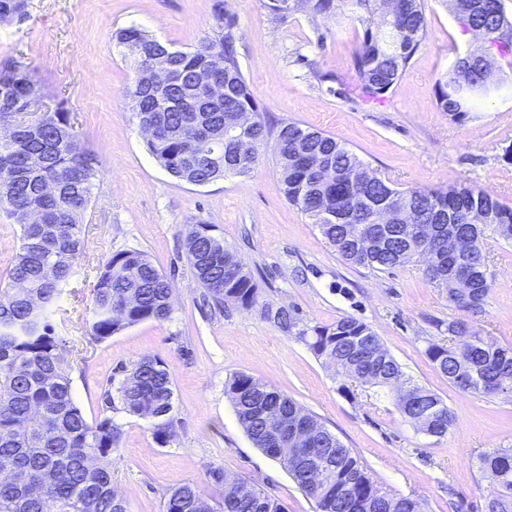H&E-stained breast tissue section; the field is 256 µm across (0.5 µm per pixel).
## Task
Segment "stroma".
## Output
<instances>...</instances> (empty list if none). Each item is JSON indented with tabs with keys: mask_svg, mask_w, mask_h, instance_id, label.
<instances>
[{
	"mask_svg": "<svg viewBox=\"0 0 512 512\" xmlns=\"http://www.w3.org/2000/svg\"><path fill=\"white\" fill-rule=\"evenodd\" d=\"M215 0H29L23 22L0 23V64L30 68L41 87L40 109L64 107L79 150L97 161L83 248L62 294L48 311L66 339L63 367L87 419L103 416L104 393L120 366L149 355L169 367L176 421L166 444L148 419L113 413L121 430L112 482L130 512H163L171 488L193 482L210 504L224 496L213 468L278 499L286 512H316L279 461L255 448L239 423L226 383L243 372L303 406L358 456L383 490L417 500L423 512H483L496 484L482 456L512 450V392L465 393L427 357L448 341L450 319L512 347V243L487 234L489 295L480 310L461 312L429 283L423 263L374 272L344 262L318 225L281 190L273 143L245 176L197 186L171 177L150 155L128 96L136 77L130 49L113 40L134 25L172 48L187 50L212 32ZM266 0H224L236 21L242 73L271 122H296L345 143L379 176L403 189L463 183L512 206V68L496 74L500 93L476 103L463 123L435 100L434 84L456 61L484 50L464 35L449 0H421L427 38L383 98L357 97L354 59L365 25L347 14L311 7L287 17ZM212 235L252 272L261 301L292 308L298 327L344 317L367 324L407 378L448 405L454 422L433 437L404 420L397 392L361 385L317 357L295 333L254 309L211 315L187 261L191 224ZM143 251L174 285L173 311L97 342L87 333L101 268L121 250ZM68 324H61V317Z\"/></svg>",
	"mask_w": 512,
	"mask_h": 512,
	"instance_id": "1",
	"label": "stroma"
}]
</instances>
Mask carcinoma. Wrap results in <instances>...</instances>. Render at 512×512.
<instances>
[{
	"instance_id": "cac0c4a2",
	"label": "carcinoma",
	"mask_w": 512,
	"mask_h": 512,
	"mask_svg": "<svg viewBox=\"0 0 512 512\" xmlns=\"http://www.w3.org/2000/svg\"><path fill=\"white\" fill-rule=\"evenodd\" d=\"M317 14H333L339 5L369 23L354 65L358 73L357 95L377 100L402 77L426 38L427 21L420 0H397L395 19L376 20L375 0H304ZM269 11L285 17L297 7L296 0H267ZM28 0H0V14L23 19ZM453 12L460 24L475 36L498 30L512 34L503 0H453ZM216 28L191 51H178L168 58L175 73L163 89L136 83L129 96L140 125L152 126L156 134L146 147L153 158L173 176L209 184L226 176H244L258 163L257 150L274 140L281 164L284 197L309 216L328 243L347 263L385 271L410 263L421 255L422 244L411 239L399 224L378 226V246L364 245V234L374 223L375 205L390 194L401 204L428 212L440 236L454 233L475 240L461 268L469 271L475 296L468 309L478 310L488 296L486 232L505 241L512 240V207L501 204L484 190L467 186L446 189L409 187L397 189L370 171L359 157L335 137L304 128L296 122L271 126L259 109L241 72L235 47V22L215 9ZM119 43L137 41L145 58L160 55L161 42L131 26L115 33ZM216 54L224 61V99L214 112H187L194 97V77ZM512 56V37L493 40L485 53L470 55L469 83L480 89L497 82L492 57ZM457 74L443 76L435 83L438 108L451 120L463 122L471 105L461 103L455 90ZM40 87L29 71L16 65L0 66V124L10 123L16 136L0 139V211L20 227V247L0 289V512H129L126 498L112 485V456L120 451L122 430L112 417L89 421L75 402L71 380L61 368L63 339L56 336L46 310L68 283L74 262L81 254L82 224L97 176L94 157L75 153V132L70 115L62 107L43 113L37 124L17 121L18 103ZM255 116L246 138L253 151L238 153L229 139L201 145L199 163L187 174L181 157L196 142L197 127L222 132L235 114ZM310 154L323 157L336 169L335 181L321 183L306 175L303 160ZM54 182L59 191L42 190ZM458 210L482 211L490 223L452 224ZM31 213L41 215L38 224L26 223ZM341 217L340 223L325 214ZM186 258L204 297L224 310L228 305L260 308L261 315L283 331L296 326L288 308H273L260 301L258 287L246 265L223 242L209 233L208 225L195 224L184 240ZM443 275L433 278L436 287H455V261H442ZM90 335L102 342L112 335L144 321H165L172 313L171 280L137 250L110 256L93 289ZM448 344H430L428 358L448 381L463 392L493 395L512 390V348L498 345L488 336L470 328L464 320L448 321ZM318 357L337 364L348 378L366 373L371 384L401 382L421 394L416 403L402 409L410 418L416 408L438 405L433 423L435 433L444 435L453 424L448 406L435 394L411 383L393 358L382 360L385 352L378 336L366 324L341 318L329 326L303 328L297 332ZM116 388L104 393L106 408L151 421L153 439L163 445L172 436L176 408L168 365L157 357L142 356L119 369ZM236 416L255 447L278 460L297 486L314 499L318 512H344L336 485L343 474H357L344 487L350 497L369 503L386 499L385 512H416L414 500L389 495L368 476L351 449L321 425L315 416L292 399L245 373L227 383ZM302 420L314 431L322 449V480L318 487L306 485L288 457L269 452L273 447L265 418ZM480 464L502 470L501 483L486 502V512H512V451L497 450L483 456ZM237 491L224 492L223 501L213 507L194 484L167 492L164 512H285L275 498L263 494L246 481H236Z\"/></svg>"
}]
</instances>
